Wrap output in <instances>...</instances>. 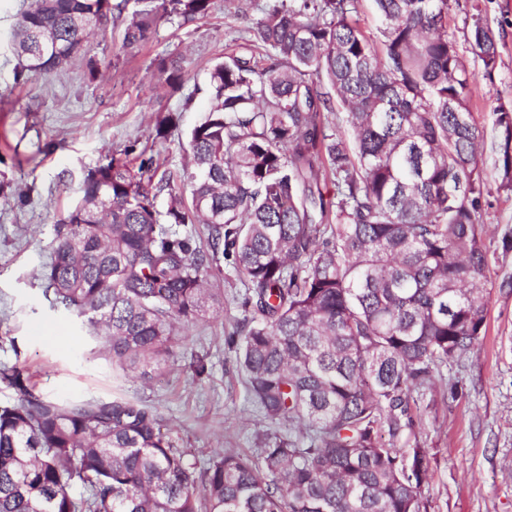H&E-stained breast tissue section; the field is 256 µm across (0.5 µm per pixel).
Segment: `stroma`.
<instances>
[{
	"mask_svg": "<svg viewBox=\"0 0 512 512\" xmlns=\"http://www.w3.org/2000/svg\"><path fill=\"white\" fill-rule=\"evenodd\" d=\"M23 0H0V368H23L39 395L64 403L123 395L156 408L179 447L202 458L217 448L249 451L286 426L251 410L236 351L226 343L240 315L243 289L236 271L221 265L217 296L203 320L186 326L162 371L122 372L71 313L53 308L39 274L50 260L54 226L82 195L88 173L122 156L129 145L150 149L160 168L178 173L188 163V140L210 105V67L236 47L237 18L228 0L189 25L161 17L152 40L122 47L124 18L91 39L85 59L66 71L31 73L15 83L18 60L10 33ZM479 4L495 31L500 61L485 75L467 39L468 14ZM448 31L474 74L471 108L484 130L480 165L494 182L498 155L493 110L512 103V0H449ZM181 60L182 85L160 87V58ZM101 76L90 80L86 59ZM174 111L179 126L154 141L157 115ZM488 298L485 332L474 350L449 359L411 393L414 426L398 439L421 449L428 477L421 487L427 512H512V196L490 192L482 203ZM209 354V376L196 377L192 355Z\"/></svg>",
	"mask_w": 512,
	"mask_h": 512,
	"instance_id": "1",
	"label": "stroma"
}]
</instances>
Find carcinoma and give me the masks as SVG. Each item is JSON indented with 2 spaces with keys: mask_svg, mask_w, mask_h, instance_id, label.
<instances>
[{
  "mask_svg": "<svg viewBox=\"0 0 512 512\" xmlns=\"http://www.w3.org/2000/svg\"><path fill=\"white\" fill-rule=\"evenodd\" d=\"M122 47L150 41L214 0H138ZM265 0L238 49L208 73L211 104L178 178L154 159L112 158L88 174L54 227L44 296L85 321L112 363L161 369L179 329L213 297L212 271L241 277L236 349L254 409L288 424L251 452L200 465L157 410L114 397L60 404L27 386L0 406V512H426L428 469L399 448L412 387L474 348L487 299L474 76L448 32V0ZM112 0H24L10 45L15 80L50 74L112 22ZM468 39L486 75L500 53L480 12ZM172 88L175 61L157 63ZM345 110L348 136L337 130ZM499 177L512 194V106L494 109ZM178 115L160 114L164 140ZM159 180H154V177ZM167 192L160 211L156 198ZM203 224L207 245L180 227ZM358 21L360 27L372 36L378 35L380 20L374 8L373 0H359Z\"/></svg>",
  "mask_w": 512,
  "mask_h": 512,
  "instance_id": "1",
  "label": "carcinoma"
}]
</instances>
